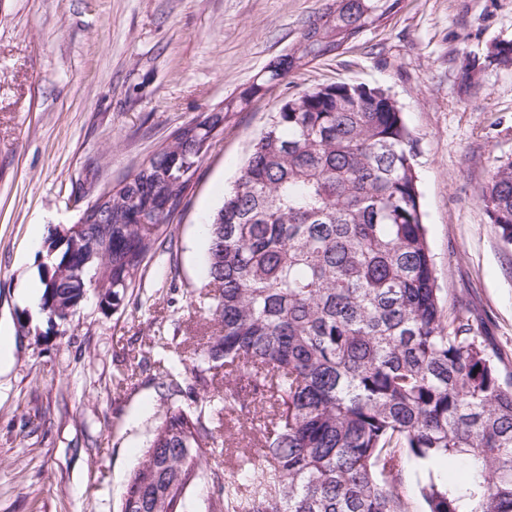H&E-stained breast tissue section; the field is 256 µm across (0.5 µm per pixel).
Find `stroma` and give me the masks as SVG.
<instances>
[{"instance_id": "1", "label": "stroma", "mask_w": 512, "mask_h": 512, "mask_svg": "<svg viewBox=\"0 0 512 512\" xmlns=\"http://www.w3.org/2000/svg\"><path fill=\"white\" fill-rule=\"evenodd\" d=\"M328 0H0V512H119L127 477L180 404L158 363L194 364L204 282L200 224L221 206L252 145L289 98L330 81L388 90L411 132L420 204L440 288L468 308L512 370V245L480 199L512 159V67L485 61L512 40V0H401L384 25L256 97L224 128L163 225L120 305L87 298L50 329L23 307L40 279L38 225L65 228L182 125L221 107L299 47ZM481 61L478 89L461 75ZM214 461L233 469L254 438L224 415Z\"/></svg>"}]
</instances>
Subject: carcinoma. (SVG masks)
<instances>
[{"label": "carcinoma", "instance_id": "carcinoma-1", "mask_svg": "<svg viewBox=\"0 0 512 512\" xmlns=\"http://www.w3.org/2000/svg\"><path fill=\"white\" fill-rule=\"evenodd\" d=\"M400 0H332L299 48L177 132L112 193L106 222L56 232L41 306L88 289L119 301L141 276L172 197L184 196L217 126L276 77L338 56ZM493 62L512 66V42ZM512 242V160L481 189ZM200 398L167 410L120 512H192L224 411L260 445L236 477L210 470L215 512H512V373L438 288L412 137L386 90L319 84L282 104L207 222Z\"/></svg>", "mask_w": 512, "mask_h": 512}]
</instances>
